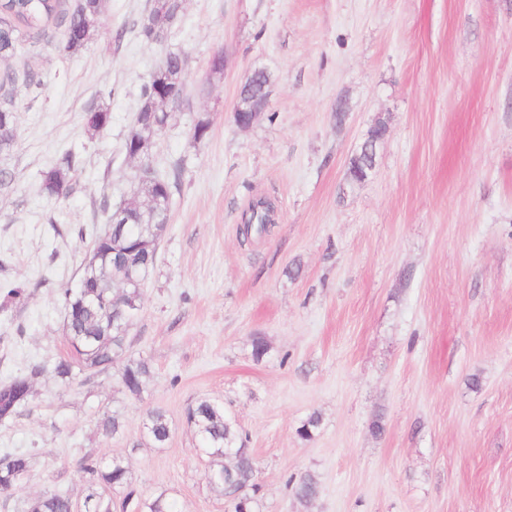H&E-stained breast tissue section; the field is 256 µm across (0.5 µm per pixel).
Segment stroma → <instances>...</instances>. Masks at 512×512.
<instances>
[{"label":"stroma","instance_id":"35a3bbf8","mask_svg":"<svg viewBox=\"0 0 512 512\" xmlns=\"http://www.w3.org/2000/svg\"><path fill=\"white\" fill-rule=\"evenodd\" d=\"M148 7L107 0L74 55L62 27L21 28L0 61L17 117L0 152V283L23 290L0 301L4 383L66 356L60 290L133 199L124 143L141 89L168 54L190 60L149 159L156 175L180 172L127 339L151 376L138 398L119 361L67 388L35 378L0 423V456L34 459L0 512L55 490L82 501L88 453L121 459L140 496L166 494L177 512H232L186 421L204 398L246 439L253 512H512V0H184L160 43L136 28ZM27 68L39 87L19 81ZM257 69L267 104L241 128L234 107ZM96 106L112 114L100 132L84 123ZM380 122L375 167L351 182L348 161ZM68 150L73 189L47 197L40 174ZM263 196L275 222L244 237ZM256 336L269 345L259 361ZM153 408L172 427L162 448L142 431ZM115 411L123 433H102ZM305 474L311 500L295 492Z\"/></svg>","mask_w":512,"mask_h":512}]
</instances>
